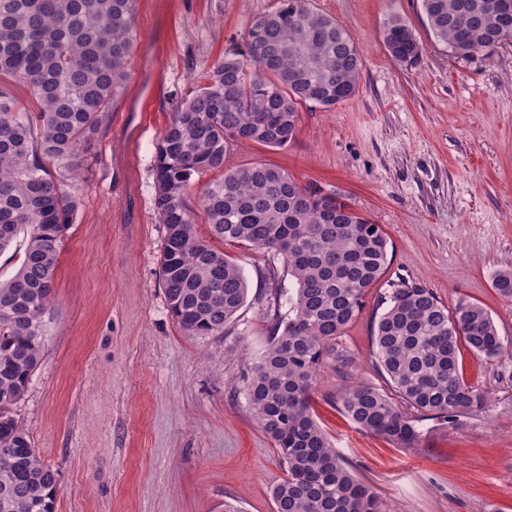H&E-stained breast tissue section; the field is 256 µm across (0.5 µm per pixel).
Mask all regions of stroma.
Masks as SVG:
<instances>
[{"label": "stroma", "mask_w": 512, "mask_h": 512, "mask_svg": "<svg viewBox=\"0 0 512 512\" xmlns=\"http://www.w3.org/2000/svg\"><path fill=\"white\" fill-rule=\"evenodd\" d=\"M350 34L363 61L358 90L302 110L286 146L238 145L224 163L277 166L336 189L392 244L342 345L350 369L323 370L315 416L380 512H512V355L462 350L467 382L488 398L458 428L419 421L402 448L357 429L345 389L388 390L372 326L391 282H419L448 308L481 303L512 342V301L492 286L512 266V43L454 58L430 32L421 0H310ZM277 0H138L136 45L122 95L78 152L80 205L63 232L41 362L15 411L56 472V512H274L285 471L244 391L264 356L273 315L293 287L271 252L228 247L249 284L235 319L190 336L158 283L165 238L153 207L154 146L176 102L240 45ZM423 43L413 65L383 43L390 17Z\"/></svg>", "instance_id": "35a3bbf8"}]
</instances>
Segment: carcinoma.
<instances>
[{"label":"carcinoma","instance_id":"obj_1","mask_svg":"<svg viewBox=\"0 0 512 512\" xmlns=\"http://www.w3.org/2000/svg\"><path fill=\"white\" fill-rule=\"evenodd\" d=\"M136 2L0 0V79L27 84L36 99L31 111L0 86V253L26 236L20 267L0 281V512H55V472L37 456L13 406L40 363L59 243L79 205L76 154L129 78ZM421 2L433 36L460 60L512 42L500 0ZM383 42L401 63L416 62L424 50L398 17L388 21ZM361 69L334 18L310 0H281L177 103L155 145L154 210L166 229L160 284L187 335L223 333L248 296L241 267L197 234L188 193L203 174L223 173L199 200L210 235L273 252L294 283L288 316H275L270 347L245 387L286 471L273 490L275 512H379L376 493L314 419L311 392L321 370L352 365L339 339L384 277L390 240L334 190L266 163L226 173L224 159L238 143L288 144L302 109L352 98ZM492 285L512 300V269L496 272ZM385 304L373 324V355L394 395L356 385L342 394V412L357 429L410 448L419 419L455 427L486 403L463 376L460 347L487 360L508 348L479 303L462 300L450 312L425 285L400 280Z\"/></svg>","mask_w":512,"mask_h":512}]
</instances>
